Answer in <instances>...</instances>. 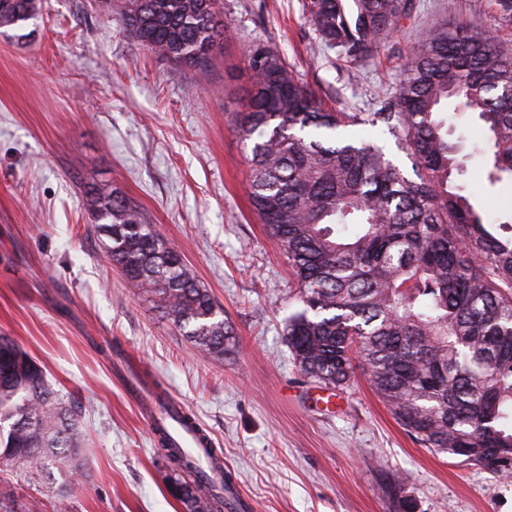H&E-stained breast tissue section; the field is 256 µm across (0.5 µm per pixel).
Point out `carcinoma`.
<instances>
[{
	"instance_id": "1",
	"label": "carcinoma",
	"mask_w": 512,
	"mask_h": 512,
	"mask_svg": "<svg viewBox=\"0 0 512 512\" xmlns=\"http://www.w3.org/2000/svg\"><path fill=\"white\" fill-rule=\"evenodd\" d=\"M148 52L204 75L224 46L219 0H100ZM415 0H307L318 49L355 65L411 17ZM36 0H0L13 37L38 19ZM252 86L238 133L250 143L247 196L288 259L303 307L286 342L301 373L350 384L355 365L399 425L421 446L509 473L512 463V235L484 223L452 176L463 168L448 143L444 107L483 122L492 150L488 180L512 177V57L480 21L442 22L410 49L393 90L374 112L329 109L296 79L284 55L258 43L245 54ZM369 125L384 144L357 142ZM105 254L129 287L156 296L169 321L200 351L222 358L237 344L223 311L120 188L86 191ZM73 400L0 335V459L41 473L81 470ZM175 471L193 459L157 429ZM175 480L186 512H222L224 498Z\"/></svg>"
}]
</instances>
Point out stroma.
I'll return each instance as SVG.
<instances>
[{"label":"stroma","mask_w":512,"mask_h":512,"mask_svg":"<svg viewBox=\"0 0 512 512\" xmlns=\"http://www.w3.org/2000/svg\"><path fill=\"white\" fill-rule=\"evenodd\" d=\"M304 0H223L230 26L207 74L148 53L95 0H40L25 41L0 29V334L77 406L86 465L69 512H185L127 376L194 415L254 512H512V477L416 443L363 368L328 390L285 339L301 306L288 260L252 212L238 121L244 52L269 43L326 106L369 112L413 42L435 25L485 22L512 54L500 0H416L364 63L316 54ZM462 178L486 223L512 231V180L488 184L477 115L445 112ZM123 190L182 254L238 334L200 353L152 298L105 259L86 189ZM35 469L0 462V503L60 512Z\"/></svg>","instance_id":"obj_1"}]
</instances>
